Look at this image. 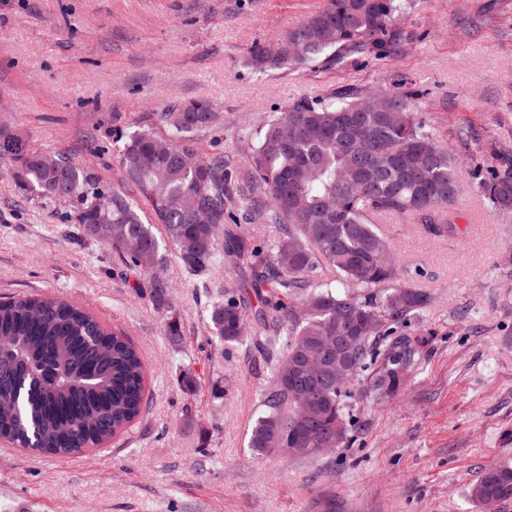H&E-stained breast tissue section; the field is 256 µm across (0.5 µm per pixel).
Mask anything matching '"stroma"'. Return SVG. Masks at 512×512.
<instances>
[{
  "label": "stroma",
  "instance_id": "35a3bbf8",
  "mask_svg": "<svg viewBox=\"0 0 512 512\" xmlns=\"http://www.w3.org/2000/svg\"><path fill=\"white\" fill-rule=\"evenodd\" d=\"M326 0H0V124L32 148L74 158L103 184L125 175L112 141L174 105L208 100L195 136L223 154L249 195L250 134L301 99L346 87L411 92L460 158L512 151V0H413L396 50L336 67L258 72L245 59ZM0 159V298L37 294L88 307L123 330L147 365V410L106 447L38 457L0 443V512H483L470 488L512 464V217L476 192L459 234L404 218L381 227L428 306L394 324L426 338L407 384L375 400L366 377L346 399L347 437L313 456L248 446L269 371L252 343L209 345L206 302L174 256L169 315L148 279L103 245L60 228L72 202L22 194ZM174 318L179 336L166 333ZM198 382L185 393L182 371ZM224 389L213 398L212 385Z\"/></svg>",
  "mask_w": 512,
  "mask_h": 512
}]
</instances>
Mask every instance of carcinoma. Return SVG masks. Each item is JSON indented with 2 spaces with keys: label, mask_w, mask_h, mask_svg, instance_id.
<instances>
[{
  "label": "carcinoma",
  "mask_w": 512,
  "mask_h": 512,
  "mask_svg": "<svg viewBox=\"0 0 512 512\" xmlns=\"http://www.w3.org/2000/svg\"><path fill=\"white\" fill-rule=\"evenodd\" d=\"M408 0H328L288 29L275 49L254 46L248 64L258 71L316 61L333 66L402 41L396 17ZM366 92L349 87L329 100L303 99L255 132L250 165L256 192L268 204L244 209L236 175L224 156L197 153L194 135L216 124L206 101L173 106L155 120L167 130L174 154L154 152L147 127L118 148L126 179L149 203L150 215L119 188L100 183L69 157L0 138V158L22 180L26 195L77 203L76 229L113 249L133 269L151 274L148 297L169 311L170 286L154 274L172 246L186 277L206 289L209 328L220 345H238L243 310L256 299L264 335L259 347L270 376L259 396L249 447L257 454L288 448H334L347 434L348 385L321 387L320 399L290 381L288 362L320 348L336 356V337L358 336L349 351L353 379L370 371L366 391L394 395L415 365L424 340L396 338L383 350L376 338L391 324L422 311L427 295L385 260L390 249L375 215L406 216L433 236L457 231L456 204L464 195L460 162L417 112L414 95L384 93L373 112L362 111ZM197 156L185 166L178 154ZM495 165L473 161L477 193L502 216L512 215V153L491 149ZM112 192V209L93 200ZM261 219L281 225L264 249L239 231ZM251 280L231 287L217 275L224 255ZM336 271V284L317 270ZM300 301L297 319L289 301ZM146 371L123 334L107 329L78 303L28 297L0 302V439L40 455L67 457L96 448L124 431L145 409ZM471 497L490 510L512 498V467L487 469Z\"/></svg>",
  "instance_id": "1"
}]
</instances>
